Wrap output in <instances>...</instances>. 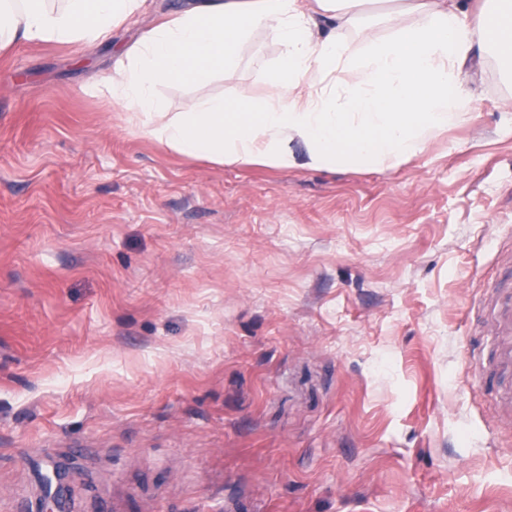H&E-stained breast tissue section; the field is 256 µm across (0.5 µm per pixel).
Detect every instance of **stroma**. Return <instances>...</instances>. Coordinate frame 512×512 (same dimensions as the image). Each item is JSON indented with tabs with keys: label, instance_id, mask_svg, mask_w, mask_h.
Here are the masks:
<instances>
[{
	"label": "stroma",
	"instance_id": "35a3bbf8",
	"mask_svg": "<svg viewBox=\"0 0 512 512\" xmlns=\"http://www.w3.org/2000/svg\"><path fill=\"white\" fill-rule=\"evenodd\" d=\"M183 2L0 50V512H512V78L473 58V119L396 170L220 166L98 89ZM278 55L155 92L260 98Z\"/></svg>",
	"mask_w": 512,
	"mask_h": 512
}]
</instances>
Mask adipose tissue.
<instances>
[{
  "mask_svg": "<svg viewBox=\"0 0 512 512\" xmlns=\"http://www.w3.org/2000/svg\"><path fill=\"white\" fill-rule=\"evenodd\" d=\"M144 0H0V48L17 42L93 45L136 15ZM193 0L120 58L106 81L113 104L176 153L218 164L282 167L398 166L472 116L461 79L490 50L512 76V0H410L391 35L353 45L345 36L364 0ZM279 46L258 75L259 99L213 97L172 114L157 85L210 80L231 66L254 31Z\"/></svg>",
  "mask_w": 512,
  "mask_h": 512,
  "instance_id": "adipose-tissue-1",
  "label": "adipose tissue"
}]
</instances>
